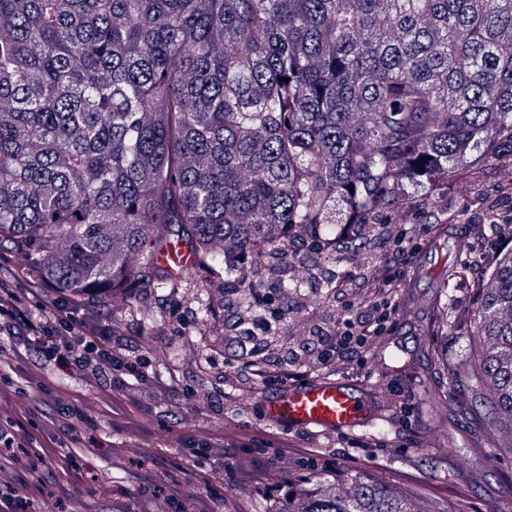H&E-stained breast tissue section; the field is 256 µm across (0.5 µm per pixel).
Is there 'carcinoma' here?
I'll list each match as a JSON object with an SVG mask.
<instances>
[{"mask_svg":"<svg viewBox=\"0 0 512 512\" xmlns=\"http://www.w3.org/2000/svg\"><path fill=\"white\" fill-rule=\"evenodd\" d=\"M512 156V0H0V243L75 297L177 288L153 257L196 254L198 308L245 336L288 292L336 280L298 255L331 206L324 254L414 186L438 191ZM353 189H348V186ZM500 202L481 216L498 223ZM439 277L467 280L469 337L448 371L491 392L489 431L512 454V245ZM278 512H426L365 478H317Z\"/></svg>","mask_w":512,"mask_h":512,"instance_id":"1","label":"carcinoma"}]
</instances>
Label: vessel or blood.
<instances>
[{
	"mask_svg": "<svg viewBox=\"0 0 512 512\" xmlns=\"http://www.w3.org/2000/svg\"><path fill=\"white\" fill-rule=\"evenodd\" d=\"M156 264L178 276L194 268L192 251L179 242H166L156 252ZM262 413L269 424L324 433H349L374 420L371 402L353 392L345 380L313 379L265 396Z\"/></svg>",
	"mask_w": 512,
	"mask_h": 512,
	"instance_id": "obj_1",
	"label": "vessel or blood"
}]
</instances>
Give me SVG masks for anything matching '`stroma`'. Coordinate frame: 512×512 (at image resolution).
Instances as JSON below:
<instances>
[{"label": "stroma", "mask_w": 512, "mask_h": 512, "mask_svg": "<svg viewBox=\"0 0 512 512\" xmlns=\"http://www.w3.org/2000/svg\"><path fill=\"white\" fill-rule=\"evenodd\" d=\"M511 172L512 157L491 160L483 195H476L468 180H459L439 192L427 211L412 215V223L433 226L447 213H456L458 223L441 244L469 260L473 269H482L485 248L496 241L499 228L480 222V198L494 196L500 177ZM364 235L359 249L339 250L328 266L344 291L312 285L289 304L288 321L300 324L301 332L274 343L275 360L289 371L306 373L311 380L329 378V371L310 369L302 342L332 332L347 310L356 308L368 271L393 246L384 225H368ZM421 243L416 286L407 291L386 337L397 347V357L369 359L363 374L350 379L371 400L373 425L335 434L295 429L289 438L336 462L338 473L413 492L429 512L447 504L463 512H489L494 506L505 512L512 506L505 495L512 481V455L484 440L486 390L457 413L443 414L437 405V392L448 383L467 386L465 377L449 380L442 362L443 356H456L465 339L452 328L435 336L428 331L440 290L436 276L426 272L434 263L430 240L425 237ZM18 275L16 293L34 318L66 306L93 335L110 337L114 352H126L131 339H138L146 360L138 380L115 379L90 368L60 370L45 365L26 340L0 335V378L12 384L10 391H0V424L14 425L21 433L35 430L56 455L85 458L83 481L93 489L92 494L64 499L49 485L35 494L43 463L33 459L30 467L13 471L11 479L15 496L30 501L28 512L48 506L54 512H179V504L167 502L160 492L168 475L182 482L188 497L215 495L217 512H277L283 481L292 480L300 489L324 477L322 467L311 466L304 455H292L287 471H270L268 481L277 490L269 495L226 473L230 465L251 467L253 449H235L229 460L205 449L210 435L242 439L266 428L261 400L267 389L247 370L225 367L222 339L199 325L198 304L187 301L186 286L173 292L139 289L131 298L117 295L104 303L44 287L35 299L28 293L32 271L22 268ZM59 410L76 412L82 443L63 441L53 424ZM373 438L379 447H370Z\"/></svg>", "instance_id": "stroma-1"}]
</instances>
